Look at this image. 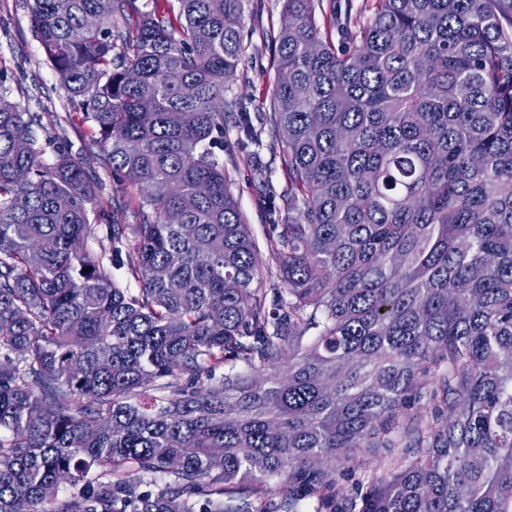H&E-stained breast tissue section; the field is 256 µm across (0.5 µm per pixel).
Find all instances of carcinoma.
<instances>
[{
    "mask_svg": "<svg viewBox=\"0 0 512 512\" xmlns=\"http://www.w3.org/2000/svg\"><path fill=\"white\" fill-rule=\"evenodd\" d=\"M28 2L141 188L118 223L0 83V512H512V0H374L345 50L285 0L265 267L220 156L226 106L262 145L225 99L250 0Z\"/></svg>",
    "mask_w": 512,
    "mask_h": 512,
    "instance_id": "1",
    "label": "carcinoma"
}]
</instances>
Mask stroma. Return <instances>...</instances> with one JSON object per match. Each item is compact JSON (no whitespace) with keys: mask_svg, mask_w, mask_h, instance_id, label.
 Masks as SVG:
<instances>
[{"mask_svg":"<svg viewBox=\"0 0 512 512\" xmlns=\"http://www.w3.org/2000/svg\"><path fill=\"white\" fill-rule=\"evenodd\" d=\"M283 4L284 0H252L245 21L244 62L227 94L228 99L241 101L262 129L265 148L258 158H248L236 148L234 113H224V169L233 181L244 222L261 246L269 225L288 221L287 210L264 197L266 186L279 190L285 185L281 144L267 121L273 110L274 38L281 26ZM0 80L11 88L22 109L40 113L44 136H65L85 166L98 170V149L87 128L77 121L63 128L57 125L71 105L45 61L25 0H0Z\"/></svg>","mask_w":512,"mask_h":512,"instance_id":"35a3bbf8","label":"stroma"}]
</instances>
